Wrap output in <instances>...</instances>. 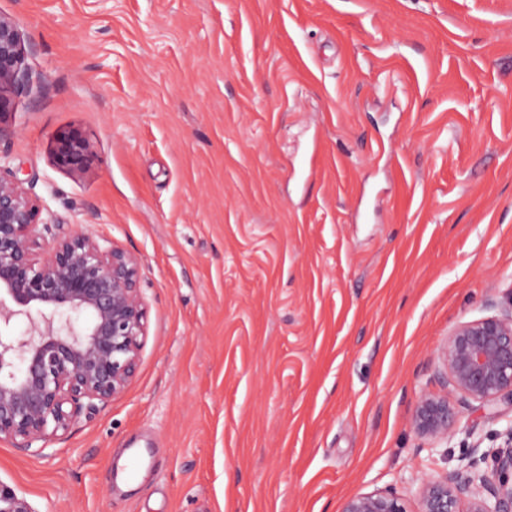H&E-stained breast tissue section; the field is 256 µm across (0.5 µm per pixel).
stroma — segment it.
<instances>
[{"label":"stroma","mask_w":512,"mask_h":512,"mask_svg":"<svg viewBox=\"0 0 512 512\" xmlns=\"http://www.w3.org/2000/svg\"><path fill=\"white\" fill-rule=\"evenodd\" d=\"M0 158L141 260L122 394L0 482L33 512H341L430 454L458 323L512 297V0H0ZM74 131L96 158L58 167ZM25 45L15 21L0 13V121L15 95L29 84L28 72L22 67Z\"/></svg>","instance_id":"stroma-1"}]
</instances>
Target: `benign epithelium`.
<instances>
[{
  "mask_svg": "<svg viewBox=\"0 0 512 512\" xmlns=\"http://www.w3.org/2000/svg\"><path fill=\"white\" fill-rule=\"evenodd\" d=\"M15 21L0 13V118L10 96L30 81ZM57 165L73 173L93 161L74 132L53 147ZM8 165H0V441L38 455L85 411L121 394L136 372L147 336L138 283L140 259L81 229L55 233L53 215ZM26 319L19 332L17 320ZM444 395L424 393L410 417L416 433L446 443L460 430L451 401L512 402V302L501 313L457 324L440 351ZM501 444H463L455 468L424 477L417 512H512V424ZM0 512H33L0 484ZM342 512H409L392 492L349 497Z\"/></svg>",
  "mask_w": 512,
  "mask_h": 512,
  "instance_id": "benign-epithelium-1",
  "label": "benign epithelium"
}]
</instances>
